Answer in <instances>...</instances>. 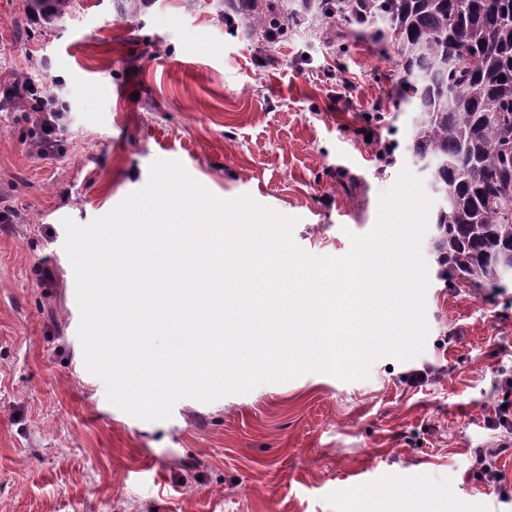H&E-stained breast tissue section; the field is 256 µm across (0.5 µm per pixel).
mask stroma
<instances>
[{
  "label": "stroma",
  "instance_id": "stroma-1",
  "mask_svg": "<svg viewBox=\"0 0 512 512\" xmlns=\"http://www.w3.org/2000/svg\"><path fill=\"white\" fill-rule=\"evenodd\" d=\"M219 2L152 0L123 19L113 0H72L39 20L28 0H0V512H512V454L494 461L497 485L472 467L504 438L487 419L512 374V279L447 284L429 246L425 350L367 379L306 373L146 421L87 370L62 221L108 214L155 160L296 218L295 242L331 257L414 165L392 58L355 40L336 54L318 27L248 38ZM20 78L65 105L50 158L11 96Z\"/></svg>",
  "mask_w": 512,
  "mask_h": 512
}]
</instances>
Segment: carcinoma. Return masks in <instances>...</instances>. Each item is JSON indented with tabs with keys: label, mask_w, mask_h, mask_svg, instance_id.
I'll use <instances>...</instances> for the list:
<instances>
[{
	"label": "carcinoma",
	"mask_w": 512,
	"mask_h": 512,
	"mask_svg": "<svg viewBox=\"0 0 512 512\" xmlns=\"http://www.w3.org/2000/svg\"><path fill=\"white\" fill-rule=\"evenodd\" d=\"M52 19L71 0H30ZM268 42L311 21L392 44L401 97L417 112L410 150L433 164L442 201L432 250L442 275L496 285L512 268V0H224Z\"/></svg>",
	"instance_id": "cac0c4a2"
}]
</instances>
